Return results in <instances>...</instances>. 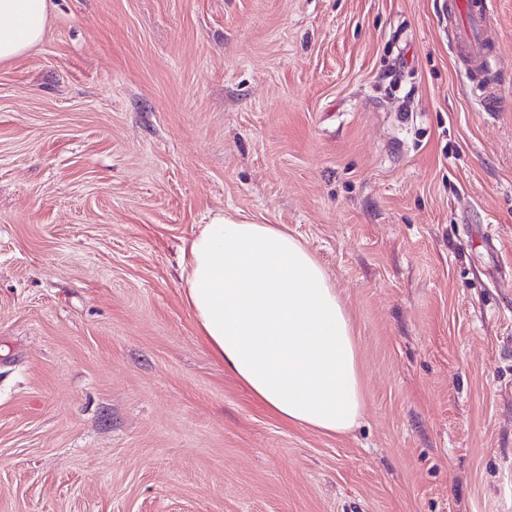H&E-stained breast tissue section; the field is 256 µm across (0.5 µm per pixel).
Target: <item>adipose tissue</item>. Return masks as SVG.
<instances>
[{
  "instance_id": "ef3b65f1",
  "label": "adipose tissue",
  "mask_w": 512,
  "mask_h": 512,
  "mask_svg": "<svg viewBox=\"0 0 512 512\" xmlns=\"http://www.w3.org/2000/svg\"><path fill=\"white\" fill-rule=\"evenodd\" d=\"M49 0H0V62L43 38ZM185 300L213 352L283 422L343 434L364 393L351 318L307 246L218 212L182 256Z\"/></svg>"
}]
</instances>
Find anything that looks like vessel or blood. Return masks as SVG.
<instances>
[{
    "mask_svg": "<svg viewBox=\"0 0 512 512\" xmlns=\"http://www.w3.org/2000/svg\"><path fill=\"white\" fill-rule=\"evenodd\" d=\"M495 0H445L448 28L457 49L459 66L472 78V93L485 111L496 112L500 101L488 79L497 70L498 54L488 32L494 19Z\"/></svg>",
    "mask_w": 512,
    "mask_h": 512,
    "instance_id": "1",
    "label": "vessel or blood"
}]
</instances>
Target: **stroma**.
Segmentation results:
<instances>
[{
    "mask_svg": "<svg viewBox=\"0 0 512 512\" xmlns=\"http://www.w3.org/2000/svg\"><path fill=\"white\" fill-rule=\"evenodd\" d=\"M444 2L50 0L0 63V512H512V0L499 112ZM219 211L335 284L350 432L199 335L179 261Z\"/></svg>",
    "mask_w": 512,
    "mask_h": 512,
    "instance_id": "1",
    "label": "stroma"
}]
</instances>
